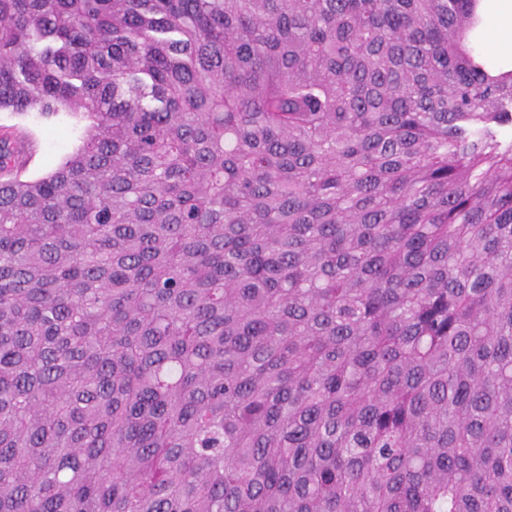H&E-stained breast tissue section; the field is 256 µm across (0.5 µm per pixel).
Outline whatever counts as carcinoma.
Instances as JSON below:
<instances>
[{"label": "carcinoma", "instance_id": "obj_1", "mask_svg": "<svg viewBox=\"0 0 512 512\" xmlns=\"http://www.w3.org/2000/svg\"><path fill=\"white\" fill-rule=\"evenodd\" d=\"M479 4L0 0V512H512ZM90 120L79 113L45 116L39 112H0V132L7 131L25 141L27 160L24 179L43 177L81 145Z\"/></svg>", "mask_w": 512, "mask_h": 512}]
</instances>
